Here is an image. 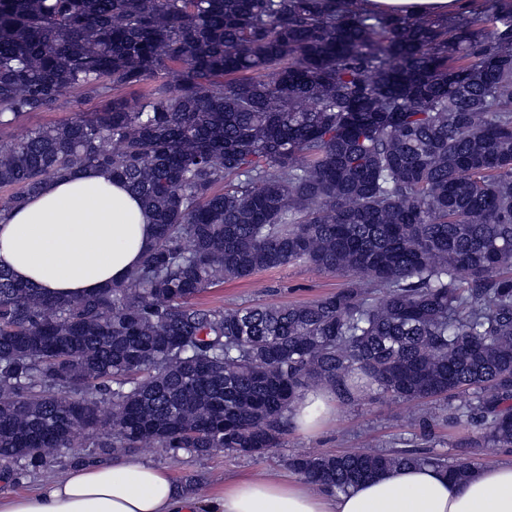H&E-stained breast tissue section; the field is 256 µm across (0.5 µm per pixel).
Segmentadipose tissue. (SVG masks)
<instances>
[{"label":"adipose tissue","mask_w":512,"mask_h":512,"mask_svg":"<svg viewBox=\"0 0 512 512\" xmlns=\"http://www.w3.org/2000/svg\"><path fill=\"white\" fill-rule=\"evenodd\" d=\"M470 0H359L368 13L454 16ZM154 226L124 184L95 169L50 178L0 224V265L42 294L82 298L122 281L143 258ZM336 399L313 388L297 401L296 430L312 435ZM0 512H512V461L474 468L456 482L428 465L388 469L332 494L304 478L260 472L225 478L198 497L170 474L136 458L89 463L48 479L35 493L0 496Z\"/></svg>","instance_id":"adipose-tissue-1"}]
</instances>
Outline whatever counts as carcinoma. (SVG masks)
<instances>
[{
	"instance_id": "obj_1",
	"label": "carcinoma",
	"mask_w": 512,
	"mask_h": 512,
	"mask_svg": "<svg viewBox=\"0 0 512 512\" xmlns=\"http://www.w3.org/2000/svg\"><path fill=\"white\" fill-rule=\"evenodd\" d=\"M146 82L145 96H124ZM103 105L0 149V217L62 171L122 180L156 226L141 265L81 299L0 266V468L152 443L260 457L315 387L438 411L396 450L298 453L345 492L423 454L512 448V0L452 17L354 0H0V127L73 93ZM303 264L307 303L201 308L224 281Z\"/></svg>"
}]
</instances>
